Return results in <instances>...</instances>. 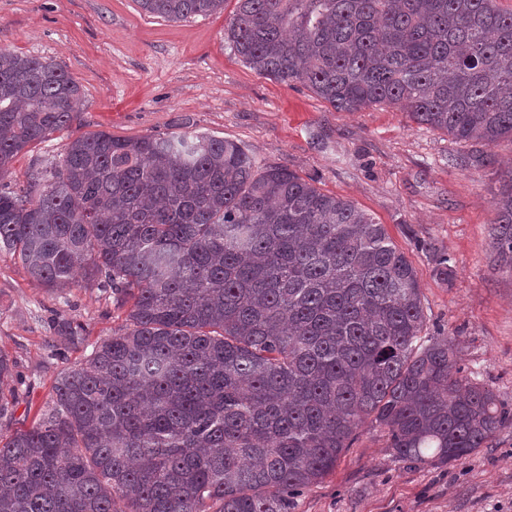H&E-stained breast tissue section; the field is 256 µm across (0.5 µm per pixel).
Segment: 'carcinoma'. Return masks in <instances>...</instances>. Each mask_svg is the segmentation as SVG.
Returning a JSON list of instances; mask_svg holds the SVG:
<instances>
[{
    "mask_svg": "<svg viewBox=\"0 0 512 512\" xmlns=\"http://www.w3.org/2000/svg\"><path fill=\"white\" fill-rule=\"evenodd\" d=\"M170 21L224 0H137ZM497 0H237L228 40L253 70L340 112L385 105L459 142H512V10ZM59 65L0 49V175L78 118ZM512 268V167L493 196ZM50 290L98 279L122 332L63 373L51 408L0 437V512H291L356 432L449 464L512 420L422 335L415 268L384 225L204 134L64 145L18 194L0 250Z\"/></svg>",
    "mask_w": 512,
    "mask_h": 512,
    "instance_id": "1",
    "label": "carcinoma"
}]
</instances>
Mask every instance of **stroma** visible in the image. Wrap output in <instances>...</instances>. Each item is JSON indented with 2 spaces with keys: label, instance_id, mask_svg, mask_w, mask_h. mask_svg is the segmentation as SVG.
Returning a JSON list of instances; mask_svg holds the SVG:
<instances>
[{
  "label": "stroma",
  "instance_id": "obj_1",
  "mask_svg": "<svg viewBox=\"0 0 512 512\" xmlns=\"http://www.w3.org/2000/svg\"><path fill=\"white\" fill-rule=\"evenodd\" d=\"M224 9L169 21L136 0H0V48L59 64L81 89L79 118L12 162L6 182L27 187L31 168L96 132L121 139L188 132L239 142L256 167L281 165L322 192L348 199L384 224L412 262L429 336L456 340L462 375H474L512 409V269L491 245L496 166L512 143L490 149L495 167L465 160L469 144L386 106L340 112L298 83L260 75L226 34ZM454 274L439 279L435 257ZM126 309L96 282L50 293L0 251V350L14 364L13 416L0 435L26 429L51 405L63 372L120 332ZM83 327L74 343L61 323ZM292 512H512V423L488 447L448 465L393 456L377 427H363L335 469L293 502Z\"/></svg>",
  "mask_w": 512,
  "mask_h": 512
}]
</instances>
